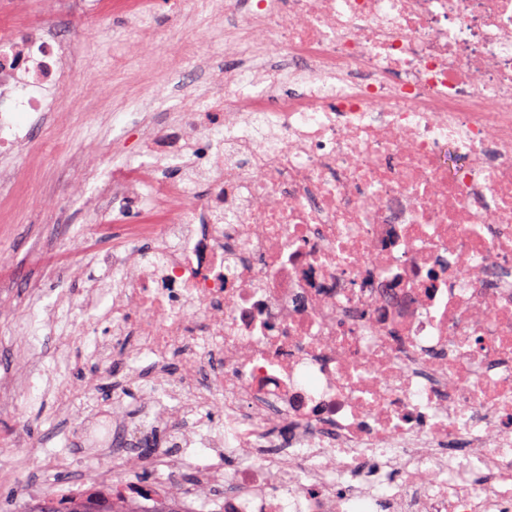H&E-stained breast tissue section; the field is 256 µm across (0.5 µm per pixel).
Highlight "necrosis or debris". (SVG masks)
<instances>
[{
    "instance_id": "4bbe7bcc",
    "label": "necrosis or debris",
    "mask_w": 512,
    "mask_h": 512,
    "mask_svg": "<svg viewBox=\"0 0 512 512\" xmlns=\"http://www.w3.org/2000/svg\"><path fill=\"white\" fill-rule=\"evenodd\" d=\"M76 9L0 11L13 208V158L92 72L43 20ZM215 20L234 66L173 41L189 106L146 128L153 163L102 186L117 212L151 190L127 252L100 261L122 281L105 347L152 357L155 388L88 426L109 459L89 477L31 456L72 473L63 499L118 512H512V0H223ZM183 158L201 197L159 167ZM216 405L223 452L156 442ZM227 452L244 459L230 472Z\"/></svg>"
}]
</instances>
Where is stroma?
Instances as JSON below:
<instances>
[{"instance_id":"obj_1","label":"stroma","mask_w":512,"mask_h":512,"mask_svg":"<svg viewBox=\"0 0 512 512\" xmlns=\"http://www.w3.org/2000/svg\"><path fill=\"white\" fill-rule=\"evenodd\" d=\"M60 30L82 41L87 58L96 66L94 77L76 76L69 97L74 112H103V121H76L65 128L56 124L33 129L30 147L41 150L63 132L75 152L84 154L90 171L84 183H71L73 171L68 158H44L40 165L29 166L19 158V168L27 175L19 187L27 201L15 213L13 223L0 224V280H6L15 303H22L30 283H42L44 297L41 314L58 319L53 335L27 323L21 311L0 310V376H29L18 393L19 407L0 414V512H13L18 501L41 474L28 451L44 448L60 455L74 454L80 446L79 430L97 407L107 405L114 391L129 374L151 380L156 367L151 358L127 359L117 355L102 363L94 336L82 333L90 316L102 314L108 306L115 281L95 259V252H122L126 243L120 234L95 239L93 251H86L85 240L96 224L112 221L108 208H86L88 197L112 167L147 162L149 153L139 129L131 122H117L115 112H135L142 99H151L156 120L162 121L177 111L179 101L170 95L164 76L124 86L122 76L112 70V47L131 38L132 26L123 11H114L103 20L87 12L72 21L59 24ZM182 37L193 43L199 55L222 57L232 65V56L224 52V30L211 22V11L199 8L192 25L182 28ZM55 198V211L43 213L44 196ZM67 248L71 273L55 282H45L43 268L58 248ZM72 361L57 362L60 353Z\"/></svg>"}]
</instances>
